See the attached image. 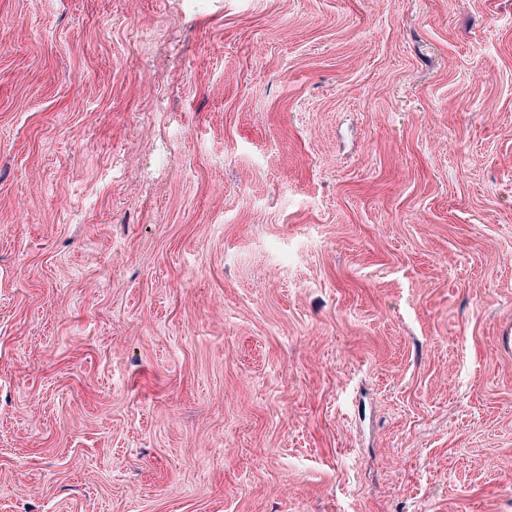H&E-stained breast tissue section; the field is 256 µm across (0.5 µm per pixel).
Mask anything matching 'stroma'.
<instances>
[{"label": "stroma", "instance_id": "1", "mask_svg": "<svg viewBox=\"0 0 512 512\" xmlns=\"http://www.w3.org/2000/svg\"><path fill=\"white\" fill-rule=\"evenodd\" d=\"M512 0H0V512H512Z\"/></svg>", "mask_w": 512, "mask_h": 512}]
</instances>
